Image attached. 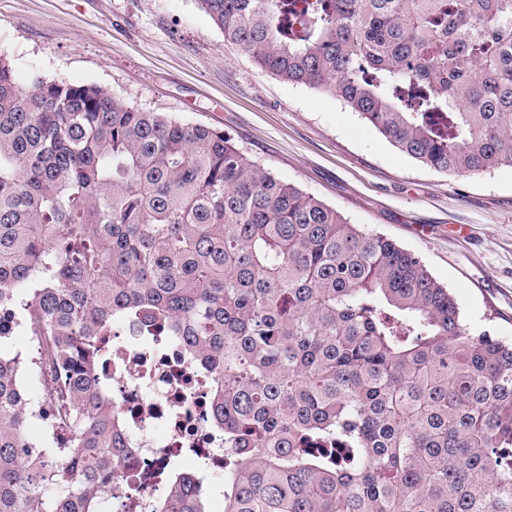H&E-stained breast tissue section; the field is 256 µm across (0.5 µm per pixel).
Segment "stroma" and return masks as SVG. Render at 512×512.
Returning <instances> with one entry per match:
<instances>
[{"mask_svg":"<svg viewBox=\"0 0 512 512\" xmlns=\"http://www.w3.org/2000/svg\"><path fill=\"white\" fill-rule=\"evenodd\" d=\"M16 83L98 84L223 131L249 156L418 254L463 316L512 339V167L465 178L394 148L341 101L225 46L197 0H0Z\"/></svg>","mask_w":512,"mask_h":512,"instance_id":"35a3bbf8","label":"stroma"}]
</instances>
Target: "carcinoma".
Instances as JSON below:
<instances>
[{
  "mask_svg": "<svg viewBox=\"0 0 512 512\" xmlns=\"http://www.w3.org/2000/svg\"><path fill=\"white\" fill-rule=\"evenodd\" d=\"M257 68L446 175L512 166V0H197ZM147 312L213 366L224 512H512V341L425 263L224 132L0 52V512H97L133 452L100 336ZM65 434L54 447L32 419ZM151 512H211L176 469ZM30 336L20 335L15 336L9 343H2L1 353L2 354H11L14 355L16 352H21L22 357L27 360V371L24 376L23 385L26 392L31 397H36L40 383L38 379L31 375L32 371L35 369V365L31 363V360H35L37 357L36 350L31 351L32 344L29 341Z\"/></svg>",
  "mask_w": 512,
  "mask_h": 512,
  "instance_id": "obj_1",
  "label": "carcinoma"
}]
</instances>
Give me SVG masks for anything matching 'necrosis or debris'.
I'll list each match as a JSON object with an SVG mask.
<instances>
[{
    "instance_id": "necrosis-or-debris-1",
    "label": "necrosis or debris",
    "mask_w": 512,
    "mask_h": 512,
    "mask_svg": "<svg viewBox=\"0 0 512 512\" xmlns=\"http://www.w3.org/2000/svg\"><path fill=\"white\" fill-rule=\"evenodd\" d=\"M107 370L134 452L124 475L135 489L140 512L163 489L144 481L146 472L179 460L202 487L224 475V432L210 418L209 384L213 371L185 350L173 329L148 323L144 314L124 321L118 335L107 337Z\"/></svg>"
}]
</instances>
